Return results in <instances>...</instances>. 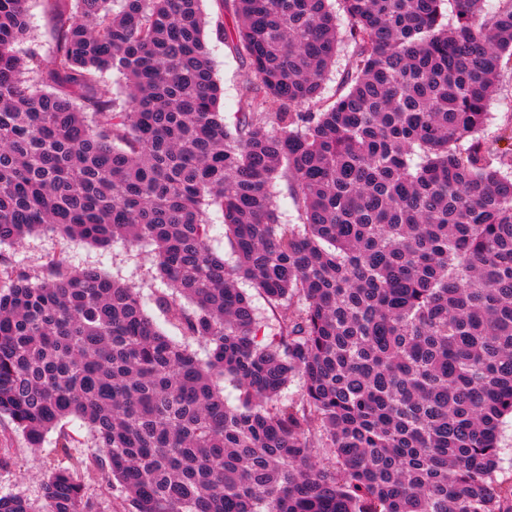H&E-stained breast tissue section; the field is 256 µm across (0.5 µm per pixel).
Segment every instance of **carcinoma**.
Wrapping results in <instances>:
<instances>
[{"instance_id":"cac0c4a2","label":"carcinoma","mask_w":512,"mask_h":512,"mask_svg":"<svg viewBox=\"0 0 512 512\" xmlns=\"http://www.w3.org/2000/svg\"><path fill=\"white\" fill-rule=\"evenodd\" d=\"M29 2L0 0V245L43 229L150 245L157 306L206 347L94 269L0 270V417L34 447L76 418L103 449L50 472L42 512H99L80 471L123 512H512L495 475L512 120L486 133L512 0H340L343 25L328 0H232L230 29L203 0H72L46 61L24 47ZM209 27L254 75L230 124ZM0 512L36 510L0 496ZM211 228L209 237L211 245L219 252H224L226 259H231V249L226 237H224V225L221 214L216 209H210Z\"/></svg>"}]
</instances>
